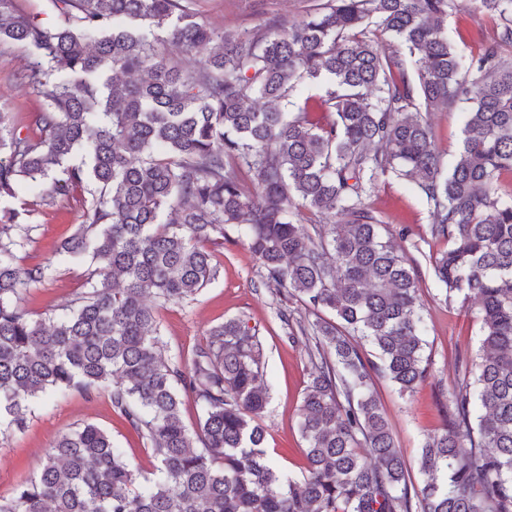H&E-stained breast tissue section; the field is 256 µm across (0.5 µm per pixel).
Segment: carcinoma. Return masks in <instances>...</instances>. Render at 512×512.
<instances>
[{
    "instance_id": "cac0c4a2",
    "label": "carcinoma",
    "mask_w": 512,
    "mask_h": 512,
    "mask_svg": "<svg viewBox=\"0 0 512 512\" xmlns=\"http://www.w3.org/2000/svg\"><path fill=\"white\" fill-rule=\"evenodd\" d=\"M477 2L493 35H470L465 57L443 29L460 0H323L294 24L237 34L193 0H50L56 27L0 0V42L33 50L21 78L44 99L33 134L0 113V197L20 181L46 205L74 188L91 196L56 249L88 265L89 288L47 320L21 301L55 264L16 266L31 227L0 206V436L23 431L37 399L104 389L160 472L143 477L85 424L0 512H512V0ZM159 42L198 63H172ZM322 79L324 94L284 111L300 83ZM458 107L446 171L428 116ZM385 174L428 205L444 243L435 279L476 308L482 331V354L457 359L417 483L374 389L377 375L411 393L429 367L417 271L369 202ZM228 226L264 285L315 316L307 326L280 310L289 333L315 340L300 488L264 446L267 372L248 323L211 327L189 363L161 353L152 303L185 302L215 279L204 243ZM184 397L202 411L194 433Z\"/></svg>"
}]
</instances>
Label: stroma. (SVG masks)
Listing matches in <instances>:
<instances>
[{
    "instance_id": "obj_1",
    "label": "stroma",
    "mask_w": 512,
    "mask_h": 512,
    "mask_svg": "<svg viewBox=\"0 0 512 512\" xmlns=\"http://www.w3.org/2000/svg\"><path fill=\"white\" fill-rule=\"evenodd\" d=\"M314 0H196L195 7L205 19L222 30L240 33L261 27L277 16L296 22ZM491 21L480 12L474 0H462L458 11L449 14L448 38L460 52H467L469 34L476 29H491ZM32 49L17 43L0 45V112L31 125L44 101L19 75L32 62ZM437 145L445 165L458 156L463 137L461 109L438 111L432 116ZM391 233L409 227L411 236L402 243L416 265L428 328L429 377L410 394H399L386 379L375 381L377 397L385 411L408 467H416L424 438L442 431L446 418L445 390L450 389L455 355L476 357L481 346V328L473 311L462 308L458 297H447L433 276L429 255L439 243L429 233L426 205L411 185L386 175L377 181L373 196ZM25 211L31 224L30 239L16 254L18 266L26 268L53 261L57 273L53 281L31 290L24 308L33 316L50 317L57 305L83 290L88 278L87 266L59 262L56 249L72 236L85 220L88 195L70 190L50 205L43 204L40 192L26 183L18 184L14 197L0 201ZM219 266V275L194 299L157 308L164 357L191 359L204 343L207 330L230 318H241L255 327L263 345L267 366L270 402L262 416L266 430V448L272 462L282 472L300 476L305 460V444L298 429V413L310 381L311 364L304 340H288L278 311L279 294L262 282V270L247 244L234 228L225 237L209 242ZM84 424L105 430L115 446L123 448L130 464L152 477L158 461L145 440L117 414L107 392L92 395L70 392L57 400L32 402L24 432L0 442V499H9L19 483L39 466L46 452L63 433Z\"/></svg>"
}]
</instances>
